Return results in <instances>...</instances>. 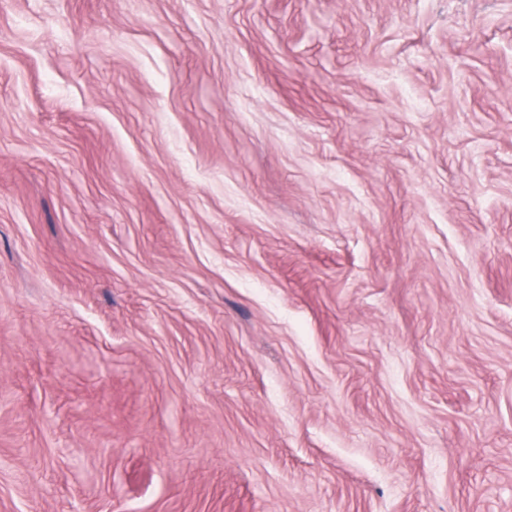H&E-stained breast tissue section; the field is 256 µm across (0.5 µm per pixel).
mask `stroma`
<instances>
[{"instance_id": "stroma-1", "label": "stroma", "mask_w": 512, "mask_h": 512, "mask_svg": "<svg viewBox=\"0 0 512 512\" xmlns=\"http://www.w3.org/2000/svg\"><path fill=\"white\" fill-rule=\"evenodd\" d=\"M0 512H512V0H0Z\"/></svg>"}]
</instances>
